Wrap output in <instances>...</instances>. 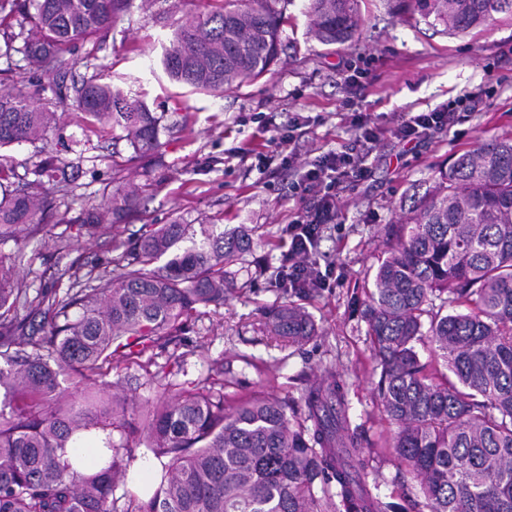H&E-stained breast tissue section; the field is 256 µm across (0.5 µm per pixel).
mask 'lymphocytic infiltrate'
I'll return each mask as SVG.
<instances>
[{
	"instance_id": "obj_1",
	"label": "lymphocytic infiltrate",
	"mask_w": 512,
	"mask_h": 512,
	"mask_svg": "<svg viewBox=\"0 0 512 512\" xmlns=\"http://www.w3.org/2000/svg\"><path fill=\"white\" fill-rule=\"evenodd\" d=\"M478 104V97L468 96L451 107L401 113L385 127L371 126L361 117H354L351 147L340 153H326L303 168L301 182L307 200L287 226L289 244L278 270L279 279L292 288L324 287L326 275L313 257L319 237L324 227L336 219L340 193L367 175V161L378 144L387 139L402 143L425 141L434 132L458 124L463 113L475 111Z\"/></svg>"
}]
</instances>
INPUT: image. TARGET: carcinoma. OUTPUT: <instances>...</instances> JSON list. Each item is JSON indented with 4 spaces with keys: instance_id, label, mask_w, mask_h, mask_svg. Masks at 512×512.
I'll use <instances>...</instances> for the list:
<instances>
[{
    "instance_id": "carcinoma-1",
    "label": "carcinoma",
    "mask_w": 512,
    "mask_h": 512,
    "mask_svg": "<svg viewBox=\"0 0 512 512\" xmlns=\"http://www.w3.org/2000/svg\"><path fill=\"white\" fill-rule=\"evenodd\" d=\"M280 0H224L177 21L162 66L196 92L224 91L265 75L281 50ZM357 0H310L311 34L324 45L348 41ZM132 0H0L4 52L21 51L41 84L90 128L120 127L134 157L161 147L162 117L102 83L66 82L78 45L107 36ZM415 12L450 35L468 34L512 0H411ZM22 43L16 47V43ZM12 81L0 92V148L45 139L55 113L37 107ZM37 179L14 185L0 170V239L42 229L69 193L65 164L48 155ZM141 204L138 187L87 210L90 235L116 226ZM249 230L229 233L181 217L149 225L112 271L71 263L63 294L38 293L0 262V512H381L360 478L364 458L350 430L346 385L327 369L305 394V422L271 396L226 404L205 379L192 390L172 384L165 399L127 417L105 380L138 347L180 340L197 307L224 304ZM163 256L166 263L155 266ZM456 304L465 312L443 313ZM24 309L26 315L19 316ZM380 368L378 398L397 431L388 451L418 481L427 512H512V139H491L439 169L434 185L399 222V235L373 277L362 310ZM293 343L316 335L301 308L270 315ZM428 337L437 373L414 343ZM93 430L107 438L108 466L72 469L64 450ZM161 465L152 495L117 505L115 481L135 458L132 444ZM321 483L327 497L315 494Z\"/></svg>"
}]
</instances>
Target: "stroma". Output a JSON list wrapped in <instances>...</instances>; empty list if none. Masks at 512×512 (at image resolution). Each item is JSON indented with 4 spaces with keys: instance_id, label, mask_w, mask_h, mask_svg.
<instances>
[{
    "instance_id": "stroma-1",
    "label": "stroma",
    "mask_w": 512,
    "mask_h": 512,
    "mask_svg": "<svg viewBox=\"0 0 512 512\" xmlns=\"http://www.w3.org/2000/svg\"><path fill=\"white\" fill-rule=\"evenodd\" d=\"M309 0H287L280 55L256 82L216 96L172 81L161 58L172 24L182 15L212 8V0H145L133 5L97 52L105 81L130 90L166 120L189 119L193 132H162L163 146L148 162L133 159L119 132L95 133L46 87L33 88L37 105L57 123L44 146L73 166L74 180L62 220L40 234L0 240V262L13 266L29 293L52 286L61 269L78 261L114 268L130 239L145 225L180 216L198 224L253 230L248 265L223 305L199 308L181 344L144 349L112 369L110 380L137 405L156 400L167 383L189 389L224 368L228 398L269 395L303 415L306 389L326 369L346 385L348 414L366 460L362 478L387 512H413L421 501L415 478L384 450L395 426L376 397L377 360L361 311L372 276L398 221L435 172L482 140L512 137V19L501 17L470 34L453 37L427 25L408 0H358V28L342 45L325 46L308 31ZM366 70L356 109L384 126L401 112H428L476 93L479 109L464 122L418 145L385 141L367 177L340 199L334 224L319 239L316 257L334 272L312 295L284 294L276 274L288 248L285 233L301 206L297 180L288 171L260 173L269 140L297 114L304 141L323 154L350 146L354 133L341 119L346 66ZM40 144L0 148V164L13 181L34 180ZM143 190L142 210L112 231L89 236L79 217L128 184ZM299 304L317 334L291 344L275 336L267 314Z\"/></svg>"
}]
</instances>
